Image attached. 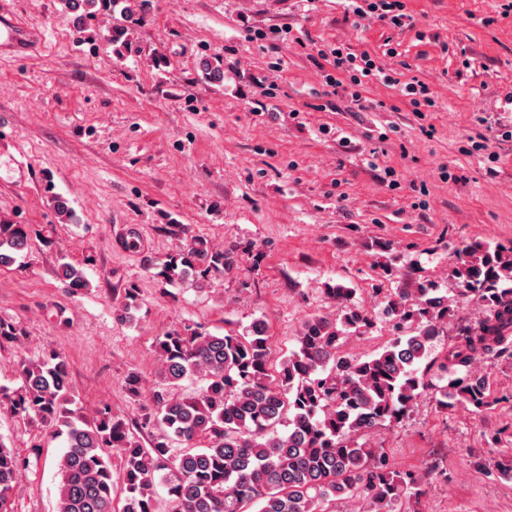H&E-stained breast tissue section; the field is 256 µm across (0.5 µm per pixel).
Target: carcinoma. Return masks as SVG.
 Listing matches in <instances>:
<instances>
[{
  "label": "carcinoma",
  "mask_w": 512,
  "mask_h": 512,
  "mask_svg": "<svg viewBox=\"0 0 512 512\" xmlns=\"http://www.w3.org/2000/svg\"><path fill=\"white\" fill-rule=\"evenodd\" d=\"M29 247L23 224L0 223V267ZM235 262V251H213L195 238L166 258L148 262L153 276L173 284L204 280ZM59 277L71 288L85 285L82 270L65 262ZM458 300H476L488 315L461 327L439 361L431 343L451 312L436 281L412 279L383 311L391 339L376 354L355 358L346 338L364 336L375 318L353 302L356 290L325 289L342 308L340 319H307L298 348L273 376L267 323L242 331L202 332L185 325L158 337L157 390L142 409L139 429L150 430L149 447L126 420L105 406L92 417L75 403L71 368L59 353L18 362L20 387L0 386V410L31 419L64 438L55 460L56 512H160L156 486L166 489L168 512H332L339 500L359 498L364 512H404L421 492L424 477L393 468L381 448L359 439L407 416L427 387L423 372L447 384L438 404L488 408L485 376L470 371L478 354L512 357V244L478 243L459 252L450 267ZM140 288L124 289L117 318H128ZM25 333L0 319V348L17 346ZM197 392L183 396L181 382ZM288 430L281 433L277 426ZM118 454L114 469L112 454ZM30 460L0 443V512Z\"/></svg>",
  "instance_id": "obj_1"
}]
</instances>
